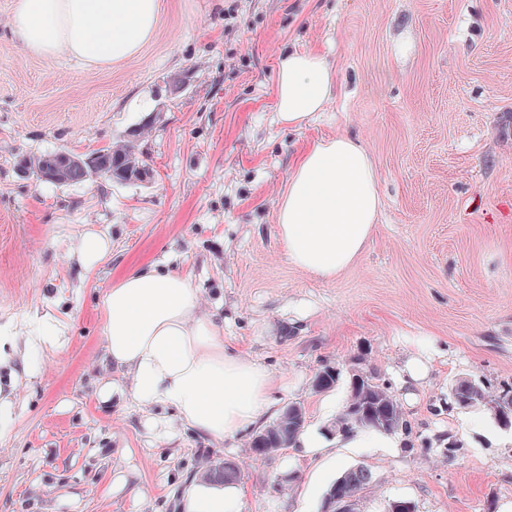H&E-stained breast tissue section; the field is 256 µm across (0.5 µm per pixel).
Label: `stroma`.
I'll return each mask as SVG.
<instances>
[{
	"label": "stroma",
	"instance_id": "obj_1",
	"mask_svg": "<svg viewBox=\"0 0 512 512\" xmlns=\"http://www.w3.org/2000/svg\"><path fill=\"white\" fill-rule=\"evenodd\" d=\"M137 56L90 68L13 43L0 0V334L52 319L65 337L0 371L13 416L0 431V512H180L208 461L242 467L244 512H321L328 485L365 466L356 512H498L512 500V429L458 439L457 379L512 383V0H160ZM315 50L338 70L325 112L276 121L278 55ZM145 127L150 182L36 181L23 158L85 155ZM360 140L383 208L358 260L321 281L291 264L275 222L295 160L319 138ZM112 241L86 268L82 234ZM190 274L228 349L286 377L275 411L326 430L356 363L401 406V448L348 449L339 467L292 446L256 461L248 430L218 442L100 387L101 295L132 268ZM422 382L395 376L421 338ZM339 367L328 390L312 385Z\"/></svg>",
	"mask_w": 512,
	"mask_h": 512
}]
</instances>
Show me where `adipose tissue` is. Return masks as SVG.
Instances as JSON below:
<instances>
[{"label": "adipose tissue", "instance_id": "1", "mask_svg": "<svg viewBox=\"0 0 512 512\" xmlns=\"http://www.w3.org/2000/svg\"><path fill=\"white\" fill-rule=\"evenodd\" d=\"M160 0H15L8 29L31 54H61L89 66L137 55L157 28ZM337 71L314 50L277 60L273 110L293 129L334 98ZM380 174L368 150L339 134L323 137L295 162L276 209L289 261L331 279L366 250L381 211ZM106 362L128 376L107 382L104 398L173 409L182 425L221 441L252 429L285 387L266 365L224 345V330L191 280L154 264L125 273L100 298ZM239 488L198 482L184 512H243Z\"/></svg>", "mask_w": 512, "mask_h": 512}]
</instances>
